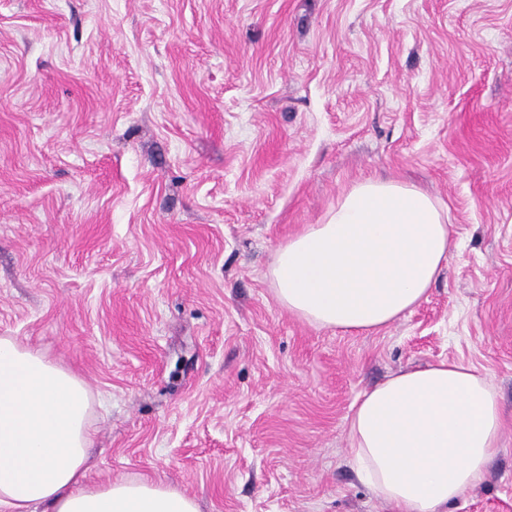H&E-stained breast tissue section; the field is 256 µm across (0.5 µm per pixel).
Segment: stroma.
Instances as JSON below:
<instances>
[{"label": "stroma", "instance_id": "stroma-1", "mask_svg": "<svg viewBox=\"0 0 512 512\" xmlns=\"http://www.w3.org/2000/svg\"><path fill=\"white\" fill-rule=\"evenodd\" d=\"M374 176L447 206L448 261L380 331L314 327L270 266ZM0 336L86 382L91 481L200 512H393L353 404L469 363L502 448L451 512H512V0H0Z\"/></svg>", "mask_w": 512, "mask_h": 512}]
</instances>
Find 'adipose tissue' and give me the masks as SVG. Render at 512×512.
Wrapping results in <instances>:
<instances>
[{
    "label": "adipose tissue",
    "instance_id": "obj_1",
    "mask_svg": "<svg viewBox=\"0 0 512 512\" xmlns=\"http://www.w3.org/2000/svg\"><path fill=\"white\" fill-rule=\"evenodd\" d=\"M448 216L424 191L366 179L324 223L281 247L279 302L319 328L374 331L424 301L448 261ZM504 412L486 374L461 361L398 373L353 405L348 450L395 512H448L500 449ZM93 397L80 377L0 336V512H199L145 478L93 483Z\"/></svg>",
    "mask_w": 512,
    "mask_h": 512
}]
</instances>
